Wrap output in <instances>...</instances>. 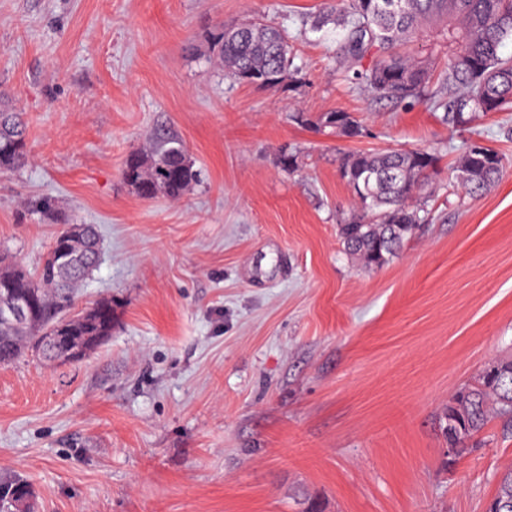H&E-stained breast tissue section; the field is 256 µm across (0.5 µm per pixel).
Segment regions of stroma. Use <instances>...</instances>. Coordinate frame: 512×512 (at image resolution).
I'll use <instances>...</instances> for the list:
<instances>
[{
	"label": "stroma",
	"mask_w": 512,
	"mask_h": 512,
	"mask_svg": "<svg viewBox=\"0 0 512 512\" xmlns=\"http://www.w3.org/2000/svg\"><path fill=\"white\" fill-rule=\"evenodd\" d=\"M323 3L0 0V96L29 125L25 164L0 172V251L33 268L59 225H95L81 301L116 316L82 361L0 365V475L27 478L40 512H484L512 467L500 422L449 470L439 430L454 393L512 359V112L468 124L505 167L466 195L464 135L344 82L333 33L300 34ZM251 17L295 37L281 87L232 81L210 52ZM336 109L361 136L297 119ZM162 130L200 172L178 201L122 176ZM389 147L434 150L437 191L369 269L339 239L340 167Z\"/></svg>",
	"instance_id": "35a3bbf8"
}]
</instances>
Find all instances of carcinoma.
Wrapping results in <instances>:
<instances>
[{
  "instance_id": "1",
  "label": "carcinoma",
  "mask_w": 512,
  "mask_h": 512,
  "mask_svg": "<svg viewBox=\"0 0 512 512\" xmlns=\"http://www.w3.org/2000/svg\"><path fill=\"white\" fill-rule=\"evenodd\" d=\"M335 18L336 43L347 80L381 99L405 100L430 87L427 102L453 128L475 113L502 112L512 103V57L501 49L512 38V0H341ZM213 50L225 75L275 88L298 70L287 32L252 19L213 34ZM311 124L347 137L360 135L354 115L324 112ZM28 123L23 113L0 108V170L17 167L27 156ZM453 172L472 196L482 195L504 169V157L475 140H461ZM438 156L425 149L354 151L341 172L358 209L339 227L344 249L366 268L385 265L415 232L424 206L414 202L428 182ZM124 179L140 197L162 193L180 198L198 177L179 138L159 134L150 151L133 150ZM97 232L91 224H63L42 262L30 269L20 261L0 264V279L11 292L32 300L31 317L21 325L0 323V365L28 355L66 365L80 350L90 355L112 335V300L102 299L71 313L75 292L97 259ZM60 334L64 340L50 341ZM497 419L512 432V359L498 360L471 387L449 401L441 433L453 457L488 423ZM512 512V468L504 471L488 509ZM0 512H37L31 483L0 479Z\"/></svg>"
}]
</instances>
